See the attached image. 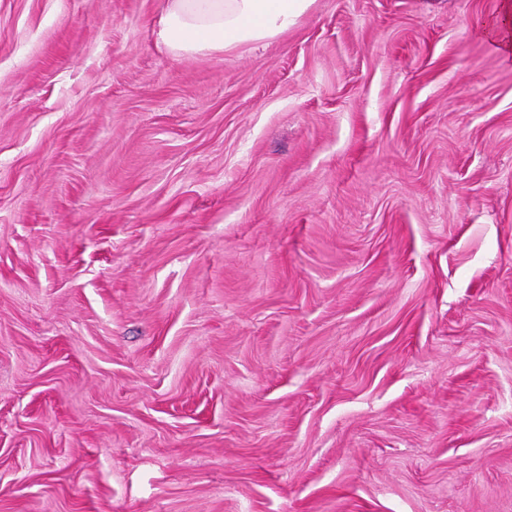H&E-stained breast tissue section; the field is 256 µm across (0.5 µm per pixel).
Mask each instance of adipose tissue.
I'll list each match as a JSON object with an SVG mask.
<instances>
[{
  "label": "adipose tissue",
  "instance_id": "obj_1",
  "mask_svg": "<svg viewBox=\"0 0 512 512\" xmlns=\"http://www.w3.org/2000/svg\"><path fill=\"white\" fill-rule=\"evenodd\" d=\"M314 0H167L157 38L174 55L233 52L294 27Z\"/></svg>",
  "mask_w": 512,
  "mask_h": 512
}]
</instances>
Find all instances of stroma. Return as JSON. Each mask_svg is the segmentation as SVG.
Listing matches in <instances>:
<instances>
[{"label": "stroma", "mask_w": 512, "mask_h": 512, "mask_svg": "<svg viewBox=\"0 0 512 512\" xmlns=\"http://www.w3.org/2000/svg\"><path fill=\"white\" fill-rule=\"evenodd\" d=\"M0 0V512H512L503 0ZM315 0H168L157 38L174 55L233 52L294 27ZM485 35L491 39L496 49L506 57L512 52V3L505 1L501 15L491 21L486 29Z\"/></svg>", "instance_id": "35a3bbf8"}]
</instances>
